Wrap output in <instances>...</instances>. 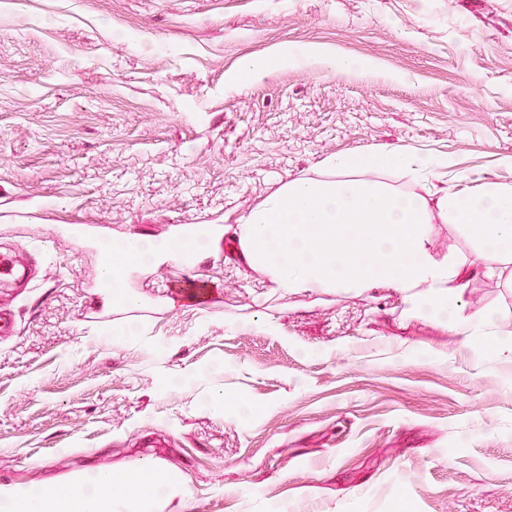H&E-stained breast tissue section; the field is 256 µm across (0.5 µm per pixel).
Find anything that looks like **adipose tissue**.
<instances>
[{"instance_id": "adipose-tissue-1", "label": "adipose tissue", "mask_w": 512, "mask_h": 512, "mask_svg": "<svg viewBox=\"0 0 512 512\" xmlns=\"http://www.w3.org/2000/svg\"><path fill=\"white\" fill-rule=\"evenodd\" d=\"M447 165L431 153L402 149L329 160L328 179L288 181L243 216L227 237L230 256L262 272L276 292L389 286L436 323L473 335L492 315L460 318L469 261L433 257L431 226L439 220L475 228L479 258L512 261V185L488 182L468 192L450 184L430 205L370 177L385 168L420 174ZM205 246L202 237L143 239L136 267L150 270L156 260ZM178 491L158 466L145 481L125 470L86 468L51 493L36 484L0 485V512H165Z\"/></svg>"}]
</instances>
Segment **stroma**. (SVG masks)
I'll use <instances>...</instances> for the list:
<instances>
[{"mask_svg": "<svg viewBox=\"0 0 512 512\" xmlns=\"http://www.w3.org/2000/svg\"><path fill=\"white\" fill-rule=\"evenodd\" d=\"M394 147L512 184V0H0V251L36 270L0 284V484L156 462L165 512H512V263L485 275L466 227L429 249L473 260L461 314L495 318L468 338L394 288L271 293L221 246L123 310L58 234L235 224ZM191 270L211 299L169 305Z\"/></svg>", "mask_w": 512, "mask_h": 512, "instance_id": "obj_1", "label": "stroma"}]
</instances>
